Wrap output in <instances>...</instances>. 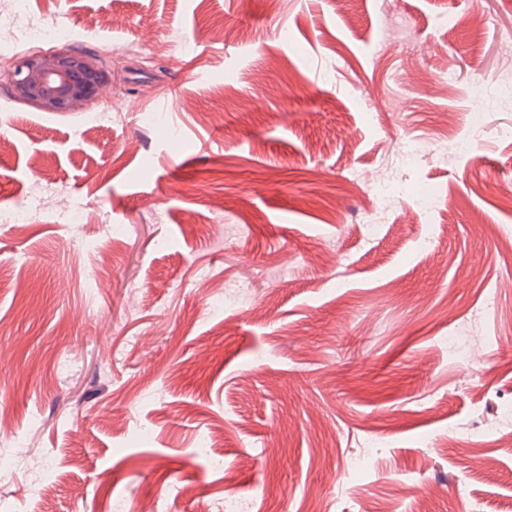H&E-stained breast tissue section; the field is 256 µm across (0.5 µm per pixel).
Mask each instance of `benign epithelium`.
Listing matches in <instances>:
<instances>
[{
	"instance_id": "benign-epithelium-1",
	"label": "benign epithelium",
	"mask_w": 512,
	"mask_h": 512,
	"mask_svg": "<svg viewBox=\"0 0 512 512\" xmlns=\"http://www.w3.org/2000/svg\"><path fill=\"white\" fill-rule=\"evenodd\" d=\"M108 80V72L95 57L60 50L16 61L10 72V89L14 98L37 110L59 112L86 105Z\"/></svg>"
}]
</instances>
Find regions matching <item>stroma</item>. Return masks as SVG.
I'll use <instances>...</instances> for the list:
<instances>
[{
	"label": "stroma",
	"mask_w": 512,
	"mask_h": 512,
	"mask_svg": "<svg viewBox=\"0 0 512 512\" xmlns=\"http://www.w3.org/2000/svg\"><path fill=\"white\" fill-rule=\"evenodd\" d=\"M0 18L77 30L66 49L111 73L41 112L0 63V211L43 193L24 230L0 223V448L30 437L0 512H39L46 482L54 512H412L425 491L429 512H512V0H0ZM397 139L426 151L384 207L370 185ZM228 282L247 297L210 317ZM216 426L230 485L195 453Z\"/></svg>",
	"instance_id": "35a3bbf8"
}]
</instances>
